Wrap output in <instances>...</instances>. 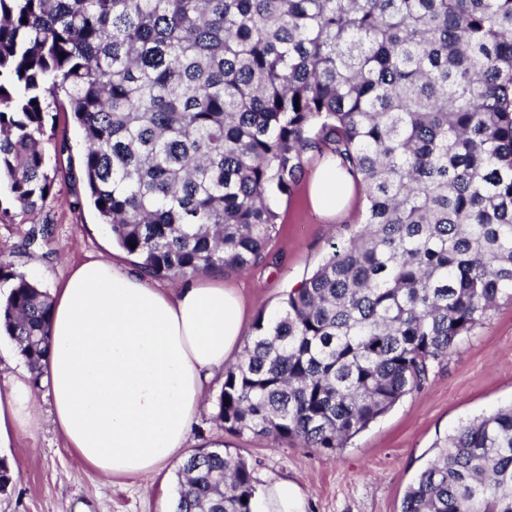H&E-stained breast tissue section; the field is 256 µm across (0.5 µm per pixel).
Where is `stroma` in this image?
I'll return each instance as SVG.
<instances>
[{
    "label": "stroma",
    "instance_id": "1",
    "mask_svg": "<svg viewBox=\"0 0 512 512\" xmlns=\"http://www.w3.org/2000/svg\"><path fill=\"white\" fill-rule=\"evenodd\" d=\"M69 152L54 154L57 142ZM45 147L51 150L49 175L53 202L0 213V259L45 289L60 287L70 271L91 255L111 256L112 234L89 203L75 205L81 191L83 152L80 128L70 114L50 112ZM363 199H355L345 221H326L308 205L307 185L278 201L282 216L264 258L245 269L222 271L225 288L238 291L248 320L275 315L282 298L358 228ZM50 224L48 255L26 248L32 226ZM43 417L36 437L18 434L0 450L15 482L0 493V512H172L181 457L153 477L105 480L67 447L50 419L51 399L36 391ZM512 405V300L499 299L486 322L466 338L420 391L404 397L390 412L354 437L347 448L327 454L248 434L224 432L205 407L191 433L190 448L220 441L257 465L259 482L284 478L308 494V512H400L408 485L433 456L435 441L463 422Z\"/></svg>",
    "mask_w": 512,
    "mask_h": 512
}]
</instances>
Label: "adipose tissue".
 I'll return each mask as SVG.
<instances>
[{"label": "adipose tissue", "instance_id": "obj_1", "mask_svg": "<svg viewBox=\"0 0 512 512\" xmlns=\"http://www.w3.org/2000/svg\"><path fill=\"white\" fill-rule=\"evenodd\" d=\"M351 178L321 165L309 203L331 219ZM243 299L220 276L151 288L141 269L110 258L76 267L53 295L52 353L44 380L52 422L68 448L104 478L159 472L186 448L207 384L246 336ZM41 419L27 378L0 376V447L16 432L36 435ZM307 494L269 480L253 512H306Z\"/></svg>", "mask_w": 512, "mask_h": 512}]
</instances>
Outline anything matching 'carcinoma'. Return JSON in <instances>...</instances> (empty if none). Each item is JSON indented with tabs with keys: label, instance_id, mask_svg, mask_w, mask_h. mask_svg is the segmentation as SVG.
<instances>
[{
	"label": "carcinoma",
	"instance_id": "carcinoma-1",
	"mask_svg": "<svg viewBox=\"0 0 512 512\" xmlns=\"http://www.w3.org/2000/svg\"><path fill=\"white\" fill-rule=\"evenodd\" d=\"M52 104L154 279L257 263L316 156L365 195L362 228L224 369L229 434L341 450L512 298V0H0V189L24 209L52 194ZM0 279V331L38 388L51 296L3 260ZM255 473L198 448L175 512H251ZM401 512H512V406L436 442Z\"/></svg>",
	"mask_w": 512,
	"mask_h": 512
}]
</instances>
